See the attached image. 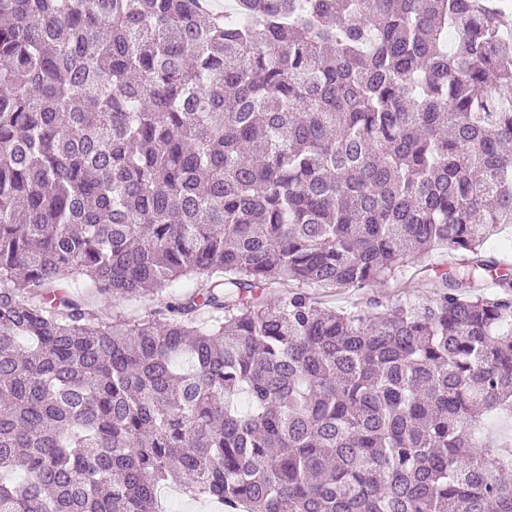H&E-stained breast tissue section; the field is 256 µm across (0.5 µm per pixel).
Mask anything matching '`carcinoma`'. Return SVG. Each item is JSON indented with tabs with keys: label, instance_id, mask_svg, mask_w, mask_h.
<instances>
[{
	"label": "carcinoma",
	"instance_id": "1",
	"mask_svg": "<svg viewBox=\"0 0 512 512\" xmlns=\"http://www.w3.org/2000/svg\"><path fill=\"white\" fill-rule=\"evenodd\" d=\"M210 7L0 0V512H512V0ZM396 288H392L391 286H385L382 288H366L361 292H355L354 290H344L341 292H337L336 296L331 297V305H335L336 307H342L349 305L354 297L359 298H370L372 296H377L383 298L384 300H395L396 298ZM164 490L176 494L175 498L164 506L166 512H216L207 502L193 501L183 496L175 486L164 488Z\"/></svg>",
	"mask_w": 512,
	"mask_h": 512
}]
</instances>
